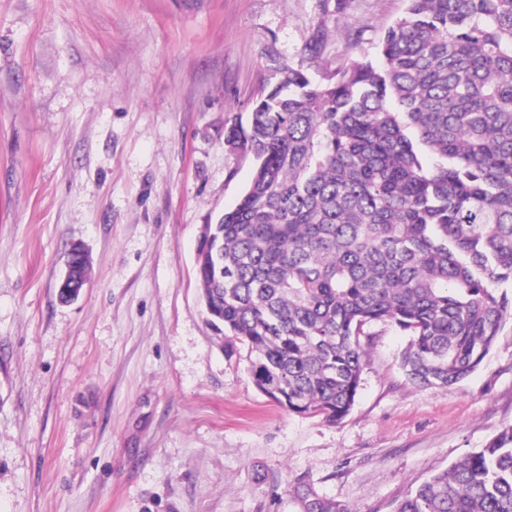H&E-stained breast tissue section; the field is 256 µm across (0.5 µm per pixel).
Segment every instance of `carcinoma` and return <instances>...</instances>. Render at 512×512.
<instances>
[{
	"instance_id": "1",
	"label": "carcinoma",
	"mask_w": 512,
	"mask_h": 512,
	"mask_svg": "<svg viewBox=\"0 0 512 512\" xmlns=\"http://www.w3.org/2000/svg\"><path fill=\"white\" fill-rule=\"evenodd\" d=\"M369 61L278 65L224 143L253 177L196 263L209 322L258 390L336 423L379 323L421 389L464 381L512 318V0H405ZM303 512H350L296 488ZM395 512H512V425Z\"/></svg>"
}]
</instances>
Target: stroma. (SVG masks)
<instances>
[{"label": "stroma", "mask_w": 512, "mask_h": 512, "mask_svg": "<svg viewBox=\"0 0 512 512\" xmlns=\"http://www.w3.org/2000/svg\"><path fill=\"white\" fill-rule=\"evenodd\" d=\"M404 0H0V512H351L407 492L512 424V322L464 382L420 390L374 328L350 414L289 413L198 299L200 227L255 161L224 126L280 63L378 46ZM318 55L306 49L320 26ZM91 274L62 303L68 251ZM304 512H350L349 509L319 496L312 488L301 485L295 489Z\"/></svg>", "instance_id": "1"}]
</instances>
